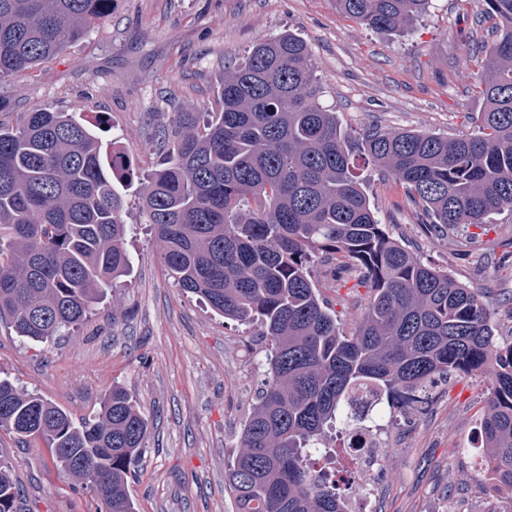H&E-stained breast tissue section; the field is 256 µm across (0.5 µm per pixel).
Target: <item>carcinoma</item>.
<instances>
[{
    "instance_id": "carcinoma-1",
    "label": "carcinoma",
    "mask_w": 512,
    "mask_h": 512,
    "mask_svg": "<svg viewBox=\"0 0 512 512\" xmlns=\"http://www.w3.org/2000/svg\"><path fill=\"white\" fill-rule=\"evenodd\" d=\"M429 0H336L369 29L402 32ZM500 33L481 60L478 129L447 136L348 132L319 102L307 44L288 33L257 43L224 72L218 109L182 112L162 137L163 168L142 188L145 221L176 284L226 318L259 327L266 375L224 482L236 512H345L315 470L326 429L374 410L369 390L406 409L428 404L455 373L492 388L479 433L487 473L512 495V340L496 338L481 294L402 246L377 218L358 173L365 160L398 181L438 231L465 242L512 213V0H485ZM112 0H0V78L63 54L110 14ZM124 199L102 142L67 112L0 123V319L46 342L80 326L128 272ZM475 227L479 232H472ZM356 269L370 297L357 330L340 332L311 276L316 260ZM0 428L40 436L57 468L100 502L135 512L131 465L148 426L122 387L92 418L0 378ZM0 463V512H19Z\"/></svg>"
}]
</instances>
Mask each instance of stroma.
I'll return each mask as SVG.
<instances>
[{"mask_svg":"<svg viewBox=\"0 0 512 512\" xmlns=\"http://www.w3.org/2000/svg\"><path fill=\"white\" fill-rule=\"evenodd\" d=\"M484 0H431L404 33L379 32L340 14L336 0H112L110 16L61 56L0 82V122L50 107L74 112L114 141L128 181L125 248L132 267L75 332L42 344L0 324V374L73 418L94 416L112 387L127 389L148 423L128 484L137 512H235L224 485L241 428L263 379L258 328L224 318L176 284L142 215L140 187L158 168L159 131L177 113L210 112L225 68L259 42L293 33L308 45L319 101L355 133L371 128L465 134L482 101L468 57L496 38ZM360 175L390 235L462 285L484 292L497 336L512 337V216L471 243L424 227L422 210L394 178ZM312 278L343 334L369 292L348 266L315 264ZM487 381L459 373L426 411L385 424L381 465L354 474L371 485L370 512H492L478 419ZM0 461L24 512H98L95 496L56 468L46 441L0 429Z\"/></svg>","mask_w":512,"mask_h":512,"instance_id":"obj_1","label":"stroma"}]
</instances>
